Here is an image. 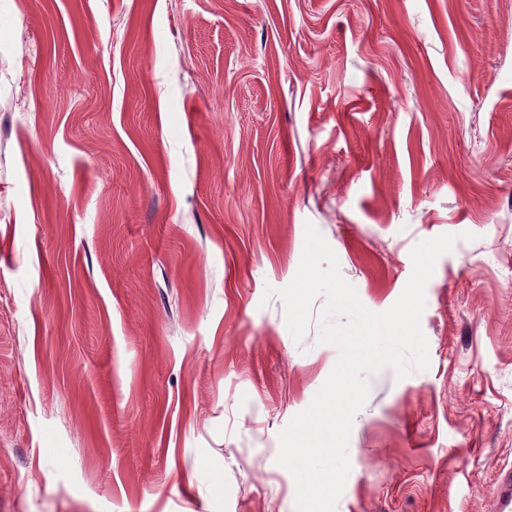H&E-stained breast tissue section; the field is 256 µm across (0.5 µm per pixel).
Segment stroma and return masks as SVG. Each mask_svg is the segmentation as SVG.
<instances>
[{"label":"stroma","mask_w":512,"mask_h":512,"mask_svg":"<svg viewBox=\"0 0 512 512\" xmlns=\"http://www.w3.org/2000/svg\"><path fill=\"white\" fill-rule=\"evenodd\" d=\"M430 365L369 375L336 512H493L512 468V0H0V512H297L339 352L306 223Z\"/></svg>","instance_id":"obj_1"}]
</instances>
